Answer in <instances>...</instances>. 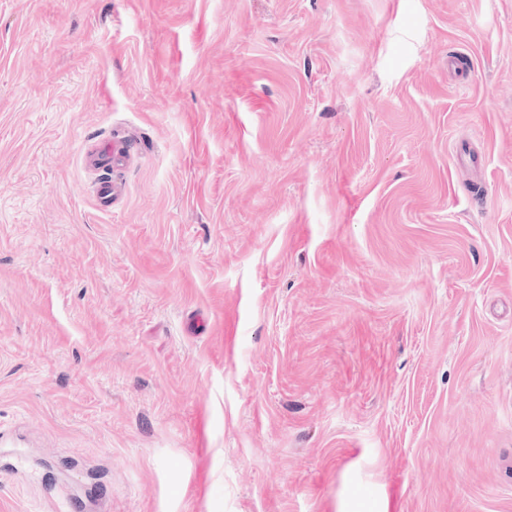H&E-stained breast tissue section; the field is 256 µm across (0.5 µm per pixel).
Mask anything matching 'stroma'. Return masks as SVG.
<instances>
[{"mask_svg": "<svg viewBox=\"0 0 512 512\" xmlns=\"http://www.w3.org/2000/svg\"><path fill=\"white\" fill-rule=\"evenodd\" d=\"M68 501L512 512V0H0V512Z\"/></svg>", "mask_w": 512, "mask_h": 512, "instance_id": "stroma-1", "label": "stroma"}]
</instances>
